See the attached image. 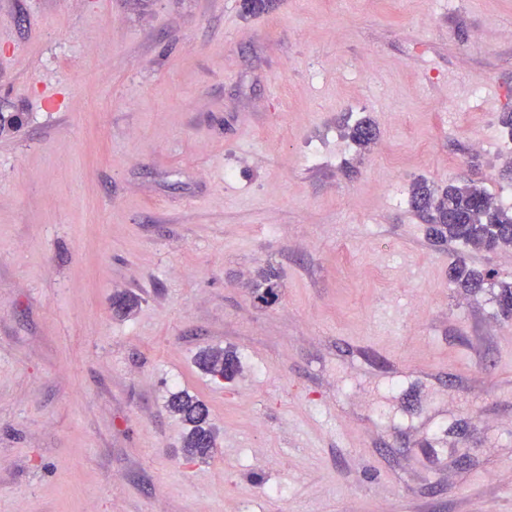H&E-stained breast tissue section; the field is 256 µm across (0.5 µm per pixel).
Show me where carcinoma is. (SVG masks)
I'll use <instances>...</instances> for the list:
<instances>
[{
	"label": "carcinoma",
	"instance_id": "carcinoma-1",
	"mask_svg": "<svg viewBox=\"0 0 512 512\" xmlns=\"http://www.w3.org/2000/svg\"><path fill=\"white\" fill-rule=\"evenodd\" d=\"M352 140L363 147L374 142L371 123H357L350 131ZM411 208L429 224L430 234L437 242L448 241L486 252L512 245V209L495 205L490 195L480 186L448 184L439 191L424 181L415 182L410 191ZM454 281L463 288L477 290L485 287L491 275L472 269L460 262L453 270ZM262 292L257 299L269 303L278 297V283L267 275L259 284ZM196 366L213 377L230 380L239 371L236 356L230 351L202 350L195 358ZM170 410L188 426L183 449L190 458L206 459L216 445V432L208 423L209 412L203 401L182 391L168 400Z\"/></svg>",
	"mask_w": 512,
	"mask_h": 512
}]
</instances>
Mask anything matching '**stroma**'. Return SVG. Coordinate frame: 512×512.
<instances>
[{"mask_svg": "<svg viewBox=\"0 0 512 512\" xmlns=\"http://www.w3.org/2000/svg\"><path fill=\"white\" fill-rule=\"evenodd\" d=\"M504 112L512 0H0V512H512V246L409 203ZM452 277L462 288H470L471 290L485 288L487 281L491 280L489 272L472 269L468 267L464 261H461L458 266L454 268ZM195 364L202 372L215 378L222 374L225 380L232 379L239 371L236 356L224 350H202L196 355ZM168 407L189 426L183 444L185 454L190 458L211 457L216 445V432L208 423L209 412L204 402L182 391L170 396Z\"/></svg>", "mask_w": 512, "mask_h": 512, "instance_id": "stroma-1", "label": "stroma"}]
</instances>
